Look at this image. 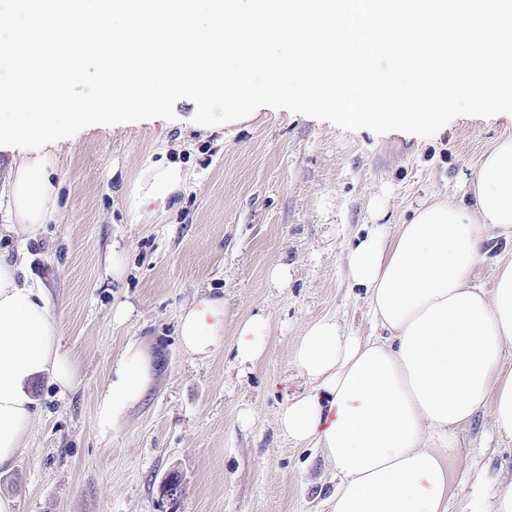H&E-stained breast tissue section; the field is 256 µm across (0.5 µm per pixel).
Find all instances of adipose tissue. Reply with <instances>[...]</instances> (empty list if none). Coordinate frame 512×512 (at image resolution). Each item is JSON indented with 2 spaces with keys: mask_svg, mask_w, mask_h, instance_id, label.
Wrapping results in <instances>:
<instances>
[{
  "mask_svg": "<svg viewBox=\"0 0 512 512\" xmlns=\"http://www.w3.org/2000/svg\"><path fill=\"white\" fill-rule=\"evenodd\" d=\"M493 238L512 242V136L485 152L461 195L420 203L391 231L365 225L350 243L347 276L365 293L371 333L333 317L306 325L293 364L308 387L278 418L288 437L315 442L330 462L327 512H448L458 430L486 408L512 439V258L489 257ZM489 258L496 277L487 289L476 270ZM19 272L0 259V469L26 442L32 382L44 375L63 390L78 382L42 290ZM224 317L216 296L184 308L183 349L201 358L223 351ZM267 334L260 317L241 323L236 362L258 363ZM152 378L150 357L128 344L99 400L100 424L138 405Z\"/></svg>",
  "mask_w": 512,
  "mask_h": 512,
  "instance_id": "1",
  "label": "adipose tissue"
}]
</instances>
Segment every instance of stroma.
Here are the masks:
<instances>
[{
    "label": "stroma",
    "instance_id": "35a3bbf8",
    "mask_svg": "<svg viewBox=\"0 0 512 512\" xmlns=\"http://www.w3.org/2000/svg\"><path fill=\"white\" fill-rule=\"evenodd\" d=\"M172 121L94 125L58 141L59 209L46 223L7 229L9 174L0 152V255L40 285L60 345L79 368L60 392L32 394L37 415L0 495L17 512H323L333 471L315 444L283 433L278 415L307 384L292 364L304 327L332 316L370 331L361 290L346 279L347 246L364 224H403L424 197L460 193L512 117L460 116L429 138L345 131L284 109H261L226 134L193 121L177 101ZM188 174L165 205L139 202L141 175L159 159ZM124 259L113 275L114 255ZM288 270L287 284L273 278ZM227 312L221 353H185L182 309L205 293ZM262 314L268 347L253 368L235 362L239 322ZM154 367L143 402L112 430L97 405L127 344ZM461 512L476 492L512 482V440L482 410L456 436ZM182 492L163 495L170 472Z\"/></svg>",
    "mask_w": 512,
    "mask_h": 512
}]
</instances>
